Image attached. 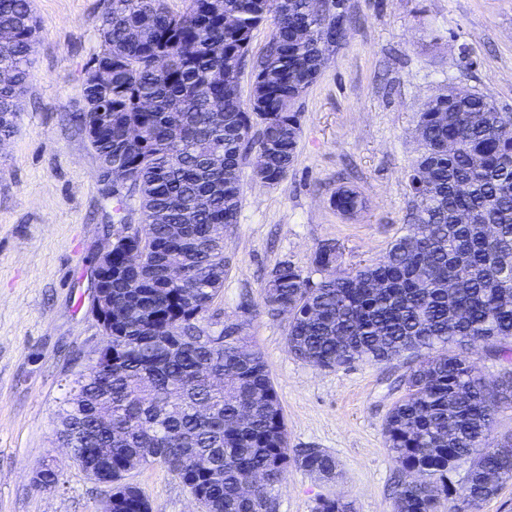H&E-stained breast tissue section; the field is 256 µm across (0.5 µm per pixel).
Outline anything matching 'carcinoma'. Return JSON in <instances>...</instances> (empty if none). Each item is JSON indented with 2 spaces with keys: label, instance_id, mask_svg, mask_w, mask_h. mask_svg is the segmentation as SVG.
Instances as JSON below:
<instances>
[{
  "label": "carcinoma",
  "instance_id": "obj_1",
  "mask_svg": "<svg viewBox=\"0 0 512 512\" xmlns=\"http://www.w3.org/2000/svg\"><path fill=\"white\" fill-rule=\"evenodd\" d=\"M107 0L102 45L92 62L112 83L82 87L76 115L95 154L112 158L111 196L120 227L112 241V369L90 364L58 411L69 459L112 487V512H153L127 481L160 465L192 492L200 512H274L295 466L329 481L336 458L288 447L282 406L261 352L226 323L201 340L224 288V241L214 226L237 223L241 164L281 183L295 162L301 101L326 58L314 43L346 37L336 0ZM271 25L264 52L252 32ZM306 29L312 44L299 32ZM0 140L13 133L31 77L36 20L30 0H0ZM252 69L247 100L239 77ZM421 152L408 172L416 200L405 233L374 264L341 268L336 245L315 251L316 283L288 263L264 288L269 311L288 313V348L328 370L405 359L404 393L383 435L401 473L394 512H479L512 482V443L491 438L512 375L488 385L465 356L477 341L512 358V113L487 96L449 86L419 113ZM136 200L145 233L124 224ZM340 214L366 207L354 187L336 190ZM141 250L126 259L128 244ZM184 267L171 286L166 268ZM108 449L103 455L100 449ZM209 458L208 470L199 461ZM468 464L466 497H448V472ZM61 467L34 485L56 488ZM315 512H354L321 497Z\"/></svg>",
  "mask_w": 512,
  "mask_h": 512
}]
</instances>
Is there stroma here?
Returning a JSON list of instances; mask_svg holds the SVG:
<instances>
[{
    "mask_svg": "<svg viewBox=\"0 0 512 512\" xmlns=\"http://www.w3.org/2000/svg\"><path fill=\"white\" fill-rule=\"evenodd\" d=\"M38 34L14 133L0 144V512H97V484L56 439L57 410L105 342L93 315L94 276L116 219L100 162L75 116L101 47L105 0H31ZM354 24L301 105V138L287 178L271 186L243 161V202L224 233L227 273L207 320L249 312L294 448L332 454L325 482L289 468L276 512H314L344 496L354 512H393L398 476L383 424L401 397L405 360L319 370L288 350V318L267 312L263 287L283 262L312 281L323 243L344 265L381 259L405 231L414 202L407 173L416 119L439 89L480 92L512 112V0H346ZM355 186L368 207L348 218L331 199ZM62 466L40 491L32 471ZM131 479L155 512H196L187 488L154 465Z\"/></svg>",
    "mask_w": 512,
    "mask_h": 512,
    "instance_id": "stroma-1",
    "label": "stroma"
}]
</instances>
